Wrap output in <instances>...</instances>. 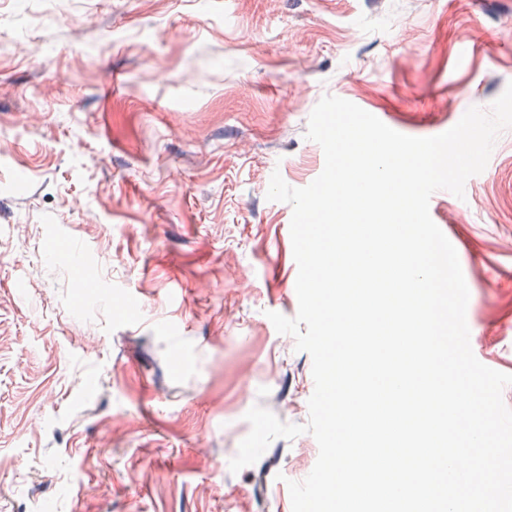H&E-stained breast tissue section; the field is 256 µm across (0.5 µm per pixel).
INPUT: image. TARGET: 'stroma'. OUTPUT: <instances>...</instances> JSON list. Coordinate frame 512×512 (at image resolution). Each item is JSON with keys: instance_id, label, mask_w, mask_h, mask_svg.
Masks as SVG:
<instances>
[{"instance_id": "stroma-1", "label": "stroma", "mask_w": 512, "mask_h": 512, "mask_svg": "<svg viewBox=\"0 0 512 512\" xmlns=\"http://www.w3.org/2000/svg\"><path fill=\"white\" fill-rule=\"evenodd\" d=\"M512 82V0H0V512H289L306 424L288 203L326 95L430 137ZM430 216L512 374V128Z\"/></svg>"}]
</instances>
